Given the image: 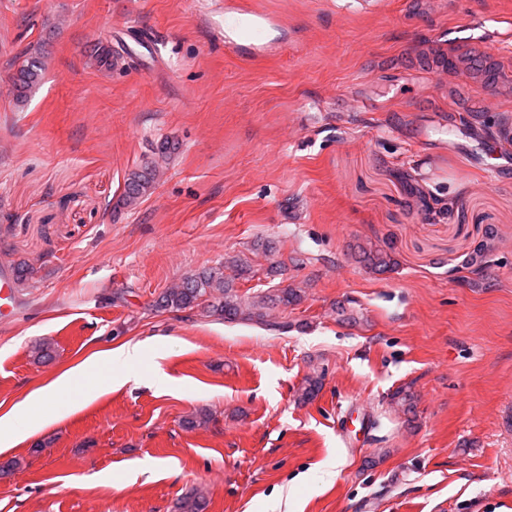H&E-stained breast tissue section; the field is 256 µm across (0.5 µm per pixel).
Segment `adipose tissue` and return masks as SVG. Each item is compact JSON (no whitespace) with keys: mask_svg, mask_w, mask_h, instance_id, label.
<instances>
[{"mask_svg":"<svg viewBox=\"0 0 512 512\" xmlns=\"http://www.w3.org/2000/svg\"><path fill=\"white\" fill-rule=\"evenodd\" d=\"M147 350L146 343L135 342L125 343L110 350L95 354L78 365L75 371H68L62 374L51 384L42 388L28 404L29 409H36L39 404L55 401L64 388L71 382L74 375H82L85 378H92L100 363H107L110 366L121 369V382H129L133 374L131 369L142 359Z\"/></svg>","mask_w":512,"mask_h":512,"instance_id":"1","label":"adipose tissue"}]
</instances>
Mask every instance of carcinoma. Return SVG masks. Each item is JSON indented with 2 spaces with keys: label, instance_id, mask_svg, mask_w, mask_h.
I'll return each instance as SVG.
<instances>
[{
  "label": "carcinoma",
  "instance_id": "obj_1",
  "mask_svg": "<svg viewBox=\"0 0 512 512\" xmlns=\"http://www.w3.org/2000/svg\"><path fill=\"white\" fill-rule=\"evenodd\" d=\"M90 60L99 68L112 69L118 56L112 52L107 40L95 39L89 45ZM13 72L10 75L12 96L15 105L22 106L31 90L38 84L46 69V56L42 46L31 45L16 54L10 63ZM176 150V144L168 139L156 144L153 160L128 172L123 193L115 208H129L140 199L149 195L154 188L158 173ZM355 259L369 272L384 274L396 266L392 247L387 243L364 245L358 243L352 247ZM231 271L228 276L225 271ZM251 273L246 258L232 255L224 261L183 277L177 285L165 289L153 301L152 309L157 312H182L197 309L206 318L222 322L250 321L275 330L288 329V323L278 321L277 313L281 309L297 305L302 299V289L284 288L263 291L254 296L238 293L235 280ZM321 378L308 376L300 389L299 400H311L320 391ZM395 404L409 411L413 408L416 396L409 386H402L391 395ZM210 413L199 409L187 415L182 426L196 429L206 426ZM209 506L207 496L198 490H192L176 503V512H206Z\"/></svg>",
  "mask_w": 512,
  "mask_h": 512
}]
</instances>
